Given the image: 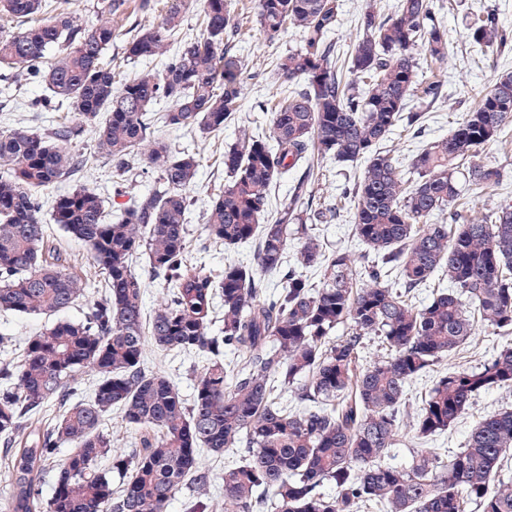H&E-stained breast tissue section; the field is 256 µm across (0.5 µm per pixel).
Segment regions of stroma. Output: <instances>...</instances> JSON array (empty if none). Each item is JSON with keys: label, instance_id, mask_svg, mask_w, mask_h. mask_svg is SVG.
I'll use <instances>...</instances> for the list:
<instances>
[{"label": "stroma", "instance_id": "35a3bbf8", "mask_svg": "<svg viewBox=\"0 0 512 512\" xmlns=\"http://www.w3.org/2000/svg\"><path fill=\"white\" fill-rule=\"evenodd\" d=\"M457 9H442L440 15L448 30L449 54L446 61L425 69V78H439L444 83L443 97L430 107L426 121L415 135L395 132L384 145L400 167H407L411 156L438 136L447 134L469 112L477 95L486 89L499 75L512 73V46L478 59L472 51L464 29V17L468 12L495 6L501 22L512 28V0H456ZM237 12L245 20L233 40L240 54L249 61L250 79L246 83L245 101L225 126L222 134L201 138L197 131L185 128H162L163 141L176 147L199 150L200 167L198 179L190 189L195 201L191 215V232L187 244L186 262L190 265L205 264L211 272L223 270L229 260L246 261L253 253V244H244L233 250L214 244L202 228L203 213L213 193L224 185L222 163L225 144L235 141L242 132L261 133L267 131L269 120L266 113L255 111L256 102L271 99L281 94L283 87L274 74V60L283 49L293 47L298 38L295 33H285L279 44H269L261 31L254 14L255 0H235ZM396 0H342L340 25L334 39L340 51L352 48L360 34L359 19L367 7H376L381 13H391ZM46 96L44 86L27 84L10 91L0 87V132L23 129L31 133L50 132L61 123L62 113L41 107ZM479 163L505 169L507 178L502 184L481 188L468 187L465 191L467 205L464 215L470 219L482 217L485 210L504 204H512V125L507 128L506 142L492 143L478 154ZM76 182L100 194L109 209L119 210L131 197L146 193L151 185L146 179L134 177L125 194L115 195L112 186V169L102 162H89L76 177ZM353 199L342 201L340 213L327 224L321 225L320 233L327 248L349 251L354 260H361L364 245L353 230ZM48 248L60 255V263L67 273L87 280L85 297L65 311L70 320L82 317L87 307L97 298V291L104 283V275L94 260L90 249L82 242L68 237L57 224L47 226ZM50 323L44 316H19L0 311V366L18 365L22 346L28 338L38 335ZM512 344V334L504 335L483 323H476L474 334L459 351L442 359L420 376L410 387L408 401L398 421V443L392 448L389 462H408L415 448L409 425L412 416L426 392L436 378L450 370L470 368L481 364L493 351ZM148 369L170 376L180 387L184 397H191L193 383L206 367L201 358L194 355H166L155 346H147L144 354ZM512 408V390L492 389L482 392L452 429L444 435L425 443V450L444 453L463 446L475 424L503 408Z\"/></svg>", "mask_w": 512, "mask_h": 512}]
</instances>
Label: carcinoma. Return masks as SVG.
I'll list each match as a JSON object with an SVG mask.
<instances>
[{"label":"carcinoma","instance_id":"carcinoma-1","mask_svg":"<svg viewBox=\"0 0 512 512\" xmlns=\"http://www.w3.org/2000/svg\"><path fill=\"white\" fill-rule=\"evenodd\" d=\"M134 2L141 12L155 4L98 0L95 22L82 25L79 0H0V17L17 24L0 27L3 78L45 85L46 101L71 114L48 134L0 133V162L10 165L0 176V308L49 318L84 297L83 281L43 255L41 194L86 162L67 143L91 136L119 185L137 167L154 179L140 201L112 216L82 186L54 200V223L89 247L105 284L82 319L57 320L28 341L16 387L0 390L8 512H166L182 489L211 480L203 455L221 458L238 444L245 454L221 475L227 512H361L368 503L388 512H512L511 409L483 418L446 455L421 449L407 466L385 461L413 381L466 344L478 321L512 332V205L473 220L459 209L462 184L503 179L501 168L473 158L512 122V74L420 149L404 176L382 144L399 126L422 127L426 113L406 111L409 102L428 107L442 97L444 84L420 79L412 53L420 46L432 62L448 58L436 0H398L389 15L366 10L345 63L330 39L340 0H255L269 44L290 28L300 33L275 64L281 83L298 88L257 103L270 113L269 135L243 133L224 147L226 179L208 201L204 230L227 250L253 242L255 252L212 274L185 261L188 191L200 160L158 141L153 107L165 102V124L206 136L222 133L240 111L249 72L225 43L239 27L233 0H198L203 33L195 37L177 38L189 0H167L161 20L130 25L127 63L167 61L160 74L122 79L105 54ZM466 30L482 55L512 43L494 8L471 16ZM316 158L363 166L340 193L354 198V234L367 250L363 287L350 255L326 249L318 228L305 223L314 199L307 177L265 220L278 181ZM444 211L451 223L430 222ZM139 255L166 290L152 314L132 270ZM313 266L322 273L317 285L303 274ZM273 272L280 285L269 293L261 276ZM435 276L451 287L416 304L417 288ZM368 336L386 354L364 364ZM148 341L207 360L192 399L168 375L144 368ZM87 367L99 374L94 396L74 401ZM276 382L296 387L301 406L275 401ZM493 388L512 389V345L439 376L416 409L413 439L447 432ZM113 411L141 434V447L112 453L103 424ZM60 444L71 451L52 465ZM49 466L55 486L42 500L37 480Z\"/></svg>","mask_w":512,"mask_h":512}]
</instances>
